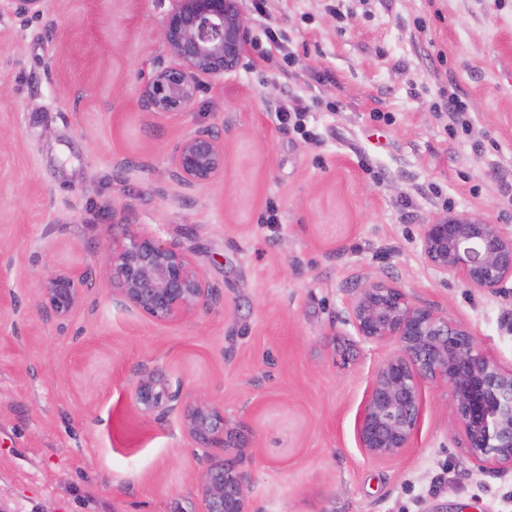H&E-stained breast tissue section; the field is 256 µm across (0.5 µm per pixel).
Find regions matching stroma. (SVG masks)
<instances>
[{"label": "stroma", "instance_id": "obj_1", "mask_svg": "<svg viewBox=\"0 0 512 512\" xmlns=\"http://www.w3.org/2000/svg\"><path fill=\"white\" fill-rule=\"evenodd\" d=\"M265 0L292 53L260 35L186 114L141 93L171 52L169 0H43L0 9V512H201L197 443L146 417L142 371L224 412L216 457L252 512H512V472L479 470L446 391L422 386L410 448L359 447L354 423L395 344L362 341L348 303L373 281L447 310L512 370V281L491 295L421 252L448 213L512 225V0ZM465 102L467 128L438 106ZM308 100L309 137L277 119ZM214 132L224 174L189 188L168 155ZM276 223H268L269 213ZM193 257L217 299L178 324L122 305L113 223ZM78 270L79 303L43 312L45 267Z\"/></svg>", "mask_w": 512, "mask_h": 512}]
</instances>
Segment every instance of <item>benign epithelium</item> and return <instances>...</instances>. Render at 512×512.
I'll return each mask as SVG.
<instances>
[{"label":"benign epithelium","mask_w":512,"mask_h":512,"mask_svg":"<svg viewBox=\"0 0 512 512\" xmlns=\"http://www.w3.org/2000/svg\"><path fill=\"white\" fill-rule=\"evenodd\" d=\"M18 16L36 15L43 0H8ZM159 27L173 61L157 66L142 92L145 107L185 114L199 77L220 81L235 71L247 47L248 28L238 0H170ZM173 176L187 187L209 185L224 173V147L205 130L188 133L169 156ZM421 250L438 274L468 288L494 294L512 280V228L477 217L448 214L424 225ZM112 292L157 321L193 316L216 298L191 257L159 241L112 225L107 243ZM82 277L50 272L42 278V307L67 315L78 303ZM358 336L393 343L397 353L373 376L355 419V434L368 455L392 459L410 447L422 419L425 382L446 389L455 434L464 438L481 468L512 472V370H504L448 312L419 305L403 289L374 282L349 303ZM146 416L180 408L182 393L144 374L131 394ZM188 436L206 444L223 431V413L199 397L184 411ZM203 512H250L244 475L232 462L212 464L202 474Z\"/></svg>","instance_id":"1"}]
</instances>
